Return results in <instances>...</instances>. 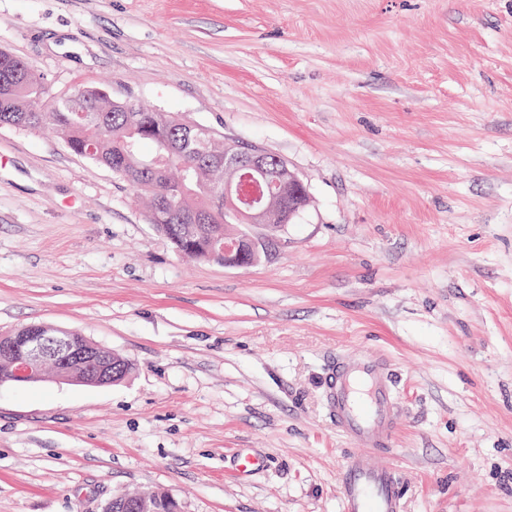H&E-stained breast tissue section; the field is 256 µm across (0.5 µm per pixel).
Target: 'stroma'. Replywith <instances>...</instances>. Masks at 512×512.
Listing matches in <instances>:
<instances>
[{
    "instance_id": "stroma-1",
    "label": "stroma",
    "mask_w": 512,
    "mask_h": 512,
    "mask_svg": "<svg viewBox=\"0 0 512 512\" xmlns=\"http://www.w3.org/2000/svg\"><path fill=\"white\" fill-rule=\"evenodd\" d=\"M0 48L263 148L311 197L260 263L190 259L111 170L0 127V333L131 365L0 383V512H339L323 369L360 347L394 362L403 512H512V0H0ZM77 341H90L79 332H69ZM66 331H59L45 325L31 328L25 336V354L13 362V376H30L38 379V369L47 362L56 366V378L80 382L92 386L107 385L124 379L128 373V363H124L120 374L121 360L109 350L98 345L78 346ZM91 365V371L86 366ZM81 368L79 374L74 369ZM265 466V459L253 449L239 452L235 457L236 471L243 475H253ZM116 498H122L125 500V502L130 506L131 510H133L129 512H153V503L159 502L161 499L176 506L174 499L167 492H154L150 495H138L136 497L121 495L117 496ZM168 508H170V506L162 502H159L156 506V509L160 511H166Z\"/></svg>"
}]
</instances>
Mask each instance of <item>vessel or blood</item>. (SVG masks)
<instances>
[{
	"label": "vessel or blood",
	"mask_w": 512,
	"mask_h": 512,
	"mask_svg": "<svg viewBox=\"0 0 512 512\" xmlns=\"http://www.w3.org/2000/svg\"><path fill=\"white\" fill-rule=\"evenodd\" d=\"M390 358L359 349L329 360L325 401L336 432L352 447L339 474L341 512H402L404 486L385 458L394 451L399 430V399ZM265 459L247 449L235 457L238 473L252 475Z\"/></svg>",
	"instance_id": "vessel-or-blood-1"
}]
</instances>
